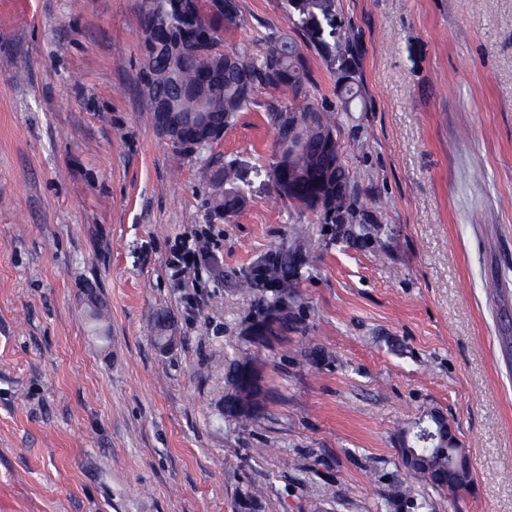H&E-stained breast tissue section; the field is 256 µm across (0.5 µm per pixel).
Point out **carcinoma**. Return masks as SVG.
Here are the masks:
<instances>
[{"mask_svg":"<svg viewBox=\"0 0 512 512\" xmlns=\"http://www.w3.org/2000/svg\"><path fill=\"white\" fill-rule=\"evenodd\" d=\"M288 2L297 16L296 26L335 70L338 109L350 111L362 97L357 35L337 20L333 0ZM138 22L142 28L156 27L164 36L181 40L174 59L161 54L154 58L155 75L140 73V91L148 103L165 99L181 119L205 112L227 128L253 103L258 88L273 89L277 98L268 104L267 116L275 140L270 160L254 168L255 176L265 177L282 203L341 221L356 218L355 176L336 161L335 109L319 104L312 94L311 72L293 38L272 28L265 31L259 35L263 54L256 62L238 51L223 50L224 32L242 25L239 0H222L219 6L216 0H141ZM247 187L241 163L224 162L209 180L212 212L227 217L243 210L248 204ZM297 252L294 248L274 254L244 276L240 287L270 289L272 311H284L293 287L288 265ZM230 381L235 392L253 399L255 386L244 383L242 370H233ZM414 452L429 454L427 466L414 468L422 482L450 490L470 484V472L459 475L462 467L449 465L448 456L431 452L425 444L409 442L401 456ZM388 499L415 512L426 508L425 501L414 499L400 485L392 488Z\"/></svg>","mask_w":512,"mask_h":512,"instance_id":"carcinoma-1","label":"carcinoma"}]
</instances>
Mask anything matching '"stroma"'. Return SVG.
I'll use <instances>...</instances> for the list:
<instances>
[{
	"label": "stroma",
	"instance_id": "obj_1",
	"mask_svg": "<svg viewBox=\"0 0 512 512\" xmlns=\"http://www.w3.org/2000/svg\"><path fill=\"white\" fill-rule=\"evenodd\" d=\"M140 2L0 0V512H409L397 484L427 512H512V0H334L362 98L335 132L359 216L333 224L264 178L211 216L212 162L268 161L274 93L176 154L138 93ZM239 5L225 47L301 40L286 0ZM197 229L216 261L184 288L167 263ZM296 239L271 321L269 289L237 282ZM241 365L247 420L228 408ZM432 411L468 488L402 463Z\"/></svg>",
	"mask_w": 512,
	"mask_h": 512
}]
</instances>
